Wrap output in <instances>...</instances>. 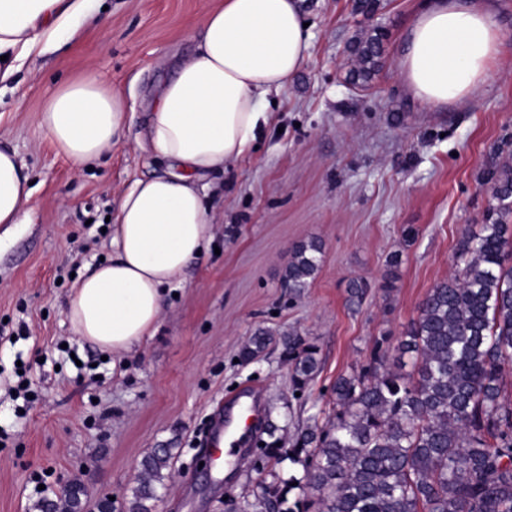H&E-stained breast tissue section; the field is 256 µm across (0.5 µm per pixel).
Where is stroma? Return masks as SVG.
<instances>
[{
    "mask_svg": "<svg viewBox=\"0 0 512 512\" xmlns=\"http://www.w3.org/2000/svg\"><path fill=\"white\" fill-rule=\"evenodd\" d=\"M221 2L90 0L76 38L0 84V142L35 187L32 222L0 226V512H35L38 474L54 492L81 480L84 512L107 497L123 504L141 459L162 444L174 449V478L156 512H242L271 472L301 468H270L249 440L226 468L199 474L198 448L228 404L249 395L259 426L274 423L283 437L314 409L331 413L337 376L367 365L377 341L403 335L451 272L462 234L485 222L484 175L512 155V0H497L499 70L468 102L437 109L409 99L396 71L420 0H380L368 17L354 0H301L310 56L266 104L255 147L210 177L211 247L166 295L155 335L103 359L66 318L74 276L111 258L105 227L132 181L165 172L137 140L158 88L195 53L204 15ZM372 29L385 34L386 54L361 88L346 78L349 48ZM81 75L120 93L127 123L110 155L77 170L54 155L36 118L59 85ZM311 240L322 247L320 270L295 296L281 272ZM393 259L397 280L386 295L380 284ZM353 278L370 285L356 312L346 303ZM259 328L294 330L318 347L321 371L302 397L282 347L238 362ZM22 367L28 401L11 392Z\"/></svg>",
    "mask_w": 512,
    "mask_h": 512,
    "instance_id": "35a3bbf8",
    "label": "stroma"
}]
</instances>
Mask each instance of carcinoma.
Returning <instances> with one entry per match:
<instances>
[{
    "instance_id": "carcinoma-1",
    "label": "carcinoma",
    "mask_w": 512,
    "mask_h": 512,
    "mask_svg": "<svg viewBox=\"0 0 512 512\" xmlns=\"http://www.w3.org/2000/svg\"><path fill=\"white\" fill-rule=\"evenodd\" d=\"M385 34L356 42L349 76L363 84L379 71ZM495 205L477 234L463 232L454 272L425 295L418 318L390 348L378 344L369 363L341 374L332 386L333 415L295 428L289 447L269 427L265 455L288 460L302 474L260 484L256 512H512V400L503 377L512 369V166L487 173ZM321 245L301 243L283 274L299 295L321 263ZM368 284L347 288L348 304L362 305ZM295 390L321 369L316 346L299 333L280 338ZM275 342L256 330L239 358L250 362ZM415 359L410 373L402 358ZM173 449L149 451L140 462L132 497L98 512H154L172 478ZM301 496L289 501L293 490ZM84 487L75 479L39 512H84Z\"/></svg>"
}]
</instances>
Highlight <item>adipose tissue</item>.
Segmentation results:
<instances>
[{"label": "adipose tissue", "instance_id": "1", "mask_svg": "<svg viewBox=\"0 0 512 512\" xmlns=\"http://www.w3.org/2000/svg\"><path fill=\"white\" fill-rule=\"evenodd\" d=\"M86 12L87 0H0V83L73 39ZM303 23L299 0H224L205 15L203 40L162 86L142 142L171 170L123 194L111 260L88 264L71 290L66 317L78 336L116 357L154 336L166 290L181 286L213 237L204 181L251 149L268 96L305 65ZM503 51L495 0H422L396 67L409 98L444 107L470 99ZM37 127L82 168L121 143V97L97 78L72 80L51 94ZM32 194L15 151L0 147V224L27 223Z\"/></svg>", "mask_w": 512, "mask_h": 512}]
</instances>
